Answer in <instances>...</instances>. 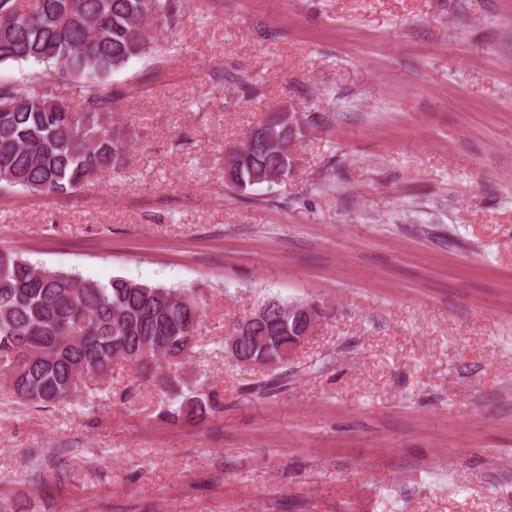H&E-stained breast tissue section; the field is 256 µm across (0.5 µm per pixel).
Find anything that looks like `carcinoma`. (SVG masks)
Segmentation results:
<instances>
[{"instance_id":"carcinoma-1","label":"carcinoma","mask_w":512,"mask_h":512,"mask_svg":"<svg viewBox=\"0 0 512 512\" xmlns=\"http://www.w3.org/2000/svg\"><path fill=\"white\" fill-rule=\"evenodd\" d=\"M175 0H0V65L36 62L54 73L19 84L0 82V192L64 194L124 168L128 134L112 121L122 91L109 78L147 55L145 26L177 21ZM81 79L80 108L49 90L50 80ZM261 134L229 156L225 187L245 191L272 185L292 171L285 144L307 134L288 129L274 113L258 123ZM271 317L252 325L239 345L244 359L275 361L299 340L293 310L301 303L270 298ZM193 292L124 278L107 284L37 267L0 252V382L26 406L50 408L68 400L84 377L107 373L112 362L149 376L178 403L184 383L162 364L183 366L197 347L181 321L200 314ZM219 408L212 396L189 405L200 419Z\"/></svg>"}]
</instances>
